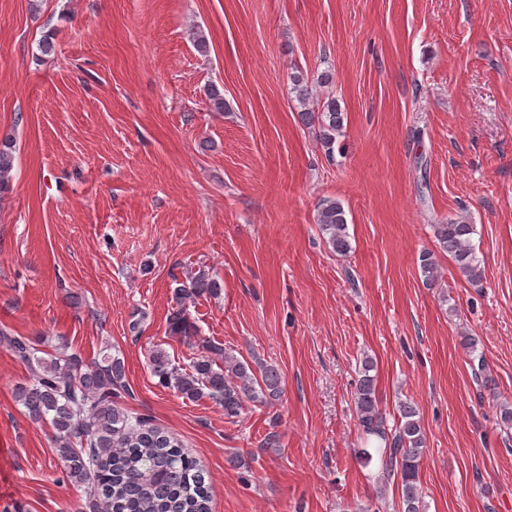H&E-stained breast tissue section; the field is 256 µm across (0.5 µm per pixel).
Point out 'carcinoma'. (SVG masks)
Listing matches in <instances>:
<instances>
[{"label":"carcinoma","instance_id":"carcinoma-1","mask_svg":"<svg viewBox=\"0 0 512 512\" xmlns=\"http://www.w3.org/2000/svg\"><path fill=\"white\" fill-rule=\"evenodd\" d=\"M292 92L299 102L300 120L319 125L328 155L334 154L336 135L345 115L335 96L314 102L313 87L300 72L291 75ZM211 111L228 109L224 94L214 85L206 89ZM14 136L0 137V195L11 189L15 160ZM317 224L333 252L350 250L347 218L342 203L324 199L318 206ZM440 250L448 253L468 281L478 283L482 273L471 244L475 225L462 220L433 225ZM424 284L438 281V265L429 252L422 253ZM221 281L203 269L189 274L174 290L175 307L167 318L168 335L193 344L199 336L189 305L201 297L217 298ZM0 347L31 372V382L17 389L15 398L28 418L52 429V443L64 473L72 483L89 490V512H211L209 486L204 470L184 450L182 442L151 420L133 414L116 402L126 390L124 361L106 347L90 362L68 352L64 343L47 337L22 336L0 328ZM190 370L176 366L161 348L150 355L152 376L182 398H209L235 419L245 403L273 405L282 394V375L275 365L241 360L220 344L203 340ZM373 361H361L353 401L359 426L384 442L389 465L400 477L399 512H424L419 488L420 462L426 453V435L417 407L399 404V417L390 429L379 407Z\"/></svg>","mask_w":512,"mask_h":512}]
</instances>
